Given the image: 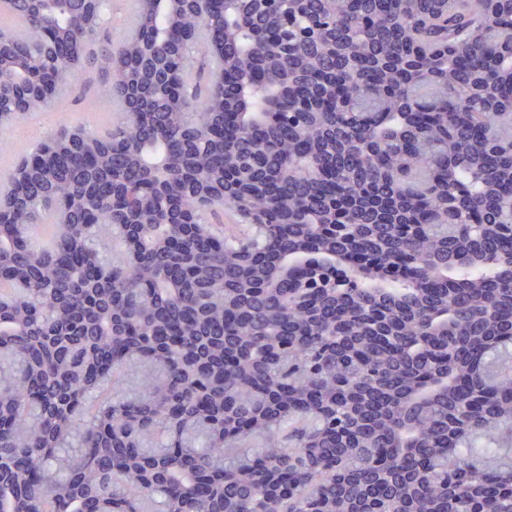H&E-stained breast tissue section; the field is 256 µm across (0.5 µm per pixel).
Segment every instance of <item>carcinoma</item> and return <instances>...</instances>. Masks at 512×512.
<instances>
[{"label": "carcinoma", "instance_id": "cac0c4a2", "mask_svg": "<svg viewBox=\"0 0 512 512\" xmlns=\"http://www.w3.org/2000/svg\"><path fill=\"white\" fill-rule=\"evenodd\" d=\"M0 2L46 76L178 73L15 165L0 512H512V0Z\"/></svg>", "mask_w": 512, "mask_h": 512}]
</instances>
